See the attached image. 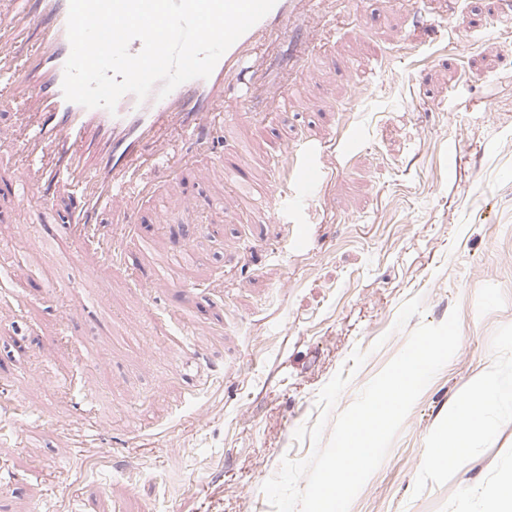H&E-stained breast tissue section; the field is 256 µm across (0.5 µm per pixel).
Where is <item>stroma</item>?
<instances>
[{
  "instance_id": "obj_1",
  "label": "stroma",
  "mask_w": 512,
  "mask_h": 512,
  "mask_svg": "<svg viewBox=\"0 0 512 512\" xmlns=\"http://www.w3.org/2000/svg\"><path fill=\"white\" fill-rule=\"evenodd\" d=\"M449 9L481 20L436 39L416 28ZM314 64L284 112L267 76L248 78L252 110L219 146L266 183L287 147L326 142L331 176L299 244L222 178L187 170L143 199L103 278L87 240L59 257L52 212L28 223L39 194L0 156V512H276L261 486L310 456L294 433L314 425L322 387L351 370L345 410L416 327L455 308L457 352L350 512H486L512 481L509 402L455 467L432 462L481 379L512 384V0L355 2ZM177 192L196 209L157 223ZM159 268L168 287L151 283ZM102 291L113 317L92 308Z\"/></svg>"
}]
</instances>
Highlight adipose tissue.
Returning a JSON list of instances; mask_svg holds the SVG:
<instances>
[{"label": "adipose tissue", "instance_id": "obj_1", "mask_svg": "<svg viewBox=\"0 0 512 512\" xmlns=\"http://www.w3.org/2000/svg\"><path fill=\"white\" fill-rule=\"evenodd\" d=\"M508 399L512 400L511 386L477 384L451 428L438 437L435 464L455 466L471 441L487 433L486 412Z\"/></svg>", "mask_w": 512, "mask_h": 512}]
</instances>
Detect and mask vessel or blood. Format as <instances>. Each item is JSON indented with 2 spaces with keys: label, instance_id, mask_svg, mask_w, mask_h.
<instances>
[{
  "label": "vessel or blood",
  "instance_id": "1",
  "mask_svg": "<svg viewBox=\"0 0 512 512\" xmlns=\"http://www.w3.org/2000/svg\"><path fill=\"white\" fill-rule=\"evenodd\" d=\"M68 13L69 0H0V77L6 88L0 106L22 111L21 119L0 125V148L25 155L18 183L41 191L46 204L64 195L82 200L79 211L61 215L65 234L92 230L103 239L110 225L135 223L137 201L149 192L153 176L190 166L177 152L179 142L213 151L224 136L223 116L248 111V97L225 96L224 88L239 80L245 62L263 66V38L282 39L288 68L296 71L315 55L317 37L330 23L325 0H277L208 78L187 81L162 99L123 95L111 112L85 108L63 95L71 51ZM282 168L304 207L329 176L312 151H288ZM247 169V161H240L230 177L246 204L262 192L245 179Z\"/></svg>",
  "mask_w": 512,
  "mask_h": 512
}]
</instances>
